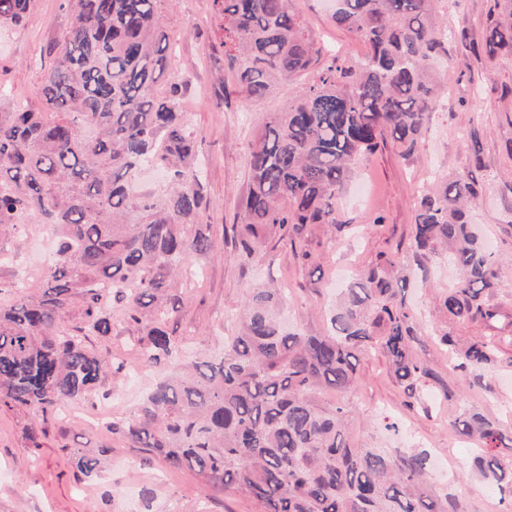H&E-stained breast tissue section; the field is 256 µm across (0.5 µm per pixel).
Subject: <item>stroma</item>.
<instances>
[{
  "mask_svg": "<svg viewBox=\"0 0 512 512\" xmlns=\"http://www.w3.org/2000/svg\"><path fill=\"white\" fill-rule=\"evenodd\" d=\"M290 5L317 45L333 46L349 58L364 54L362 43L332 23L326 0H290ZM494 6L495 0H438L440 16L466 31L468 39L448 42L435 63L441 92L413 157L402 158L392 143H384L360 164L341 197L340 227L311 226L296 250L270 238L248 259L235 247L233 226L241 221L250 145L268 113L283 108L300 80L284 79L264 98L247 100L224 51V18L214 0H166L163 6L173 42L162 81L185 86L184 119L205 161L209 207L204 221L217 246L215 254L195 258L182 276L183 306L173 323L183 341L182 357L221 355L225 337L238 331L245 299L259 282L284 288L287 324L318 333L328 326L335 299L330 284L339 272L354 276L401 257L409 266L403 301L420 330L412 352L438 379L419 386L411 405L387 358L379 352L365 357L357 372L350 439L357 448L418 447L444 457L445 466L432 470L427 485L432 497L459 496L465 512L501 508L497 489L462 477L476 446L450 430L459 407L478 409L512 438V155L506 150L512 143V57L488 63L474 53ZM69 22L58 0H33L25 24L0 27V85L6 88L0 113L20 101L40 109L34 90L55 62L47 47ZM474 132L484 152L485 165L476 173L484 193L470 221L504 261L501 286L491 299L499 314L484 322H452L447 330L461 342L502 337V363L482 386L468 384L431 334L440 322L437 301L455 285L458 271L441 255L418 270L410 250L416 196L436 175L468 170ZM379 215L384 223H376ZM51 238V228L43 224L20 234L0 233V305L14 300L18 280L38 282ZM161 376L157 369H142L132 387L126 376L106 375L101 389L111 407L107 414L97 399L88 398L61 405L41 423L28 408L0 404V512H259L253 499L210 485L195 471L170 468L113 430V422L133 412ZM446 383L456 392L454 401L443 397ZM77 450L100 458L98 476L77 471Z\"/></svg>",
  "mask_w": 512,
  "mask_h": 512,
  "instance_id": "35a3bbf8",
  "label": "stroma"
}]
</instances>
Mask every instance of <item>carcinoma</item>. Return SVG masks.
<instances>
[{
  "label": "carcinoma",
  "instance_id": "obj_1",
  "mask_svg": "<svg viewBox=\"0 0 512 512\" xmlns=\"http://www.w3.org/2000/svg\"><path fill=\"white\" fill-rule=\"evenodd\" d=\"M166 0H63L71 21L50 52L54 66L38 95L44 110L0 115V231L19 224L54 227L53 260L39 291L0 306V402L47 416L98 392L124 364L91 351L86 339L112 335V308L137 332L133 360L168 374L127 419L112 424L137 448L174 468L198 471L215 486L254 499L261 512H463L427 492L424 451L355 448L347 440L361 358L377 350L408 397L433 377L411 354L412 314L399 299L406 285L399 257L350 278L325 335L290 331L279 319L281 289L249 293L240 331L218 360L182 364L169 323L180 311L179 275L210 253L203 222L205 167L180 109L182 87L168 69ZM438 0H338L333 23L364 42L366 56L335 53L314 68L315 46L288 0H214L224 15V46L242 61L246 97L260 99L284 77H302L286 105L264 122L249 154L250 182L235 242L244 258L275 232L291 244L314 224H340L338 202L358 164L391 140L414 155L437 97L433 53L457 37L436 14ZM490 20L484 52L512 54V0ZM30 0H0V25L20 26ZM152 165L165 184L135 191ZM482 188L472 172L423 188L413 215L415 264L442 252L461 277L438 300L455 322L491 320L489 298L501 262L473 231L468 210ZM81 325L63 326L76 299ZM440 342L458 369L482 382L497 366L499 340L458 349ZM333 390L342 398L324 405ZM452 432L481 444L469 473L498 487L512 512V460L488 456L500 427L464 408ZM86 477L96 456L74 454Z\"/></svg>",
  "mask_w": 512,
  "mask_h": 512
}]
</instances>
